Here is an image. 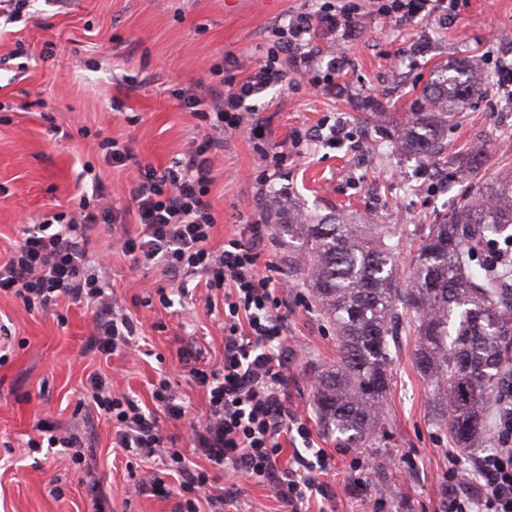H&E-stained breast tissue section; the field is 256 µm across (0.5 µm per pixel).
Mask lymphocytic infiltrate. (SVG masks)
<instances>
[{
	"label": "lymphocytic infiltrate",
	"mask_w": 512,
	"mask_h": 512,
	"mask_svg": "<svg viewBox=\"0 0 512 512\" xmlns=\"http://www.w3.org/2000/svg\"><path fill=\"white\" fill-rule=\"evenodd\" d=\"M316 2L314 10L268 29L264 55L245 79H237L232 69L217 68L213 74L220 92L177 90L182 105L206 122V144L164 170L141 166L130 192L138 229L116 241L125 255L159 266L172 281L201 277L206 287L223 291L224 362L217 371L191 369L206 389L208 405L191 441L215 465L268 482L278 498L295 508L327 496L329 486L319 477L333 469V458L314 447L306 419L290 410L285 398L288 376L280 348L287 334L284 293L289 282L279 276L275 262H258L269 236L267 223L248 224V239H228L222 250L208 247L216 223L207 199L214 181L212 154L223 149L225 136L241 133L271 167H280L286 154L272 149L271 131L248 105L252 96L267 87L291 86L295 74L313 88L335 87L345 74L338 59L342 44L362 11L400 25L431 18L444 7L453 13L460 6V0ZM327 48L335 58L323 67L318 59ZM117 219L105 197L84 196L73 212L28 225L7 261H0V292L46 314L62 299L92 305L93 347L108 353L129 344L133 326L107 295L102 268L91 266L86 255L89 231ZM86 391L98 409L115 419L118 448L146 458H179L158 419L114 393L110 380L91 376ZM285 436L300 439L304 452L282 469L278 461ZM470 463L474 479L466 484L459 475V455L449 453L436 512H512V403L496 409L494 448Z\"/></svg>",
	"instance_id": "f902f5d3"
}]
</instances>
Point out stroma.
Here are the masks:
<instances>
[{
	"label": "stroma",
	"mask_w": 512,
	"mask_h": 512,
	"mask_svg": "<svg viewBox=\"0 0 512 512\" xmlns=\"http://www.w3.org/2000/svg\"><path fill=\"white\" fill-rule=\"evenodd\" d=\"M314 6V0H70L61 8L31 0L19 21L0 29V260L26 225L70 212L80 193L101 187L122 219L99 225L87 250L91 259H107L108 290L137 332L132 345L102 353L90 347L92 309L63 301L56 316H45L0 293V512H180L188 501L198 512H291L267 484L225 472L189 439L207 399L182 358L192 354L220 369L223 291L191 285L174 291L158 268L113 250L112 241L137 229L128 206L138 162L170 166L208 133L174 90L212 81L211 66L229 58L237 79H245L262 58L266 28ZM349 43L340 87L316 90L299 77L294 88L272 87L251 98L274 141L298 130L311 138L262 183L266 163L249 140L225 137L208 194L216 217L211 249L266 217L276 196L315 215L411 225L432 223L475 196L479 181L458 177L441 161L405 155L398 141L408 116L426 111L437 72L457 61L480 70L488 87L461 104L443 130L446 155L488 146L487 179L512 161V149L501 147L512 133V95L497 74L512 68V0H465L455 16L443 12L412 25L364 15ZM338 121L347 135L332 147L322 141V128ZM106 138L130 148L136 164L108 163L100 148ZM161 288L172 306L160 302ZM287 302L288 406L308 418L316 447L336 455L343 446L315 409L317 378L336 362V333L302 279ZM413 349V336L402 334L381 431L356 450L369 466L367 495L345 494L341 477L328 476L334 496L323 501L324 512H370L381 495L390 512H434L454 444L432 422V387L415 369ZM94 374L110 377L115 390L159 417L186 463L206 476L204 491H180L172 461L114 447V421L85 395ZM163 378L185 408L181 418L169 417L153 395ZM71 434L82 441L81 457L57 444ZM149 472L161 481L153 492L143 487Z\"/></svg>",
	"instance_id": "obj_1"
}]
</instances>
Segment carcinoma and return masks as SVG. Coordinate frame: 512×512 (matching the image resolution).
I'll return each instance as SVG.
<instances>
[{
	"label": "carcinoma",
	"instance_id": "carcinoma-1",
	"mask_svg": "<svg viewBox=\"0 0 512 512\" xmlns=\"http://www.w3.org/2000/svg\"><path fill=\"white\" fill-rule=\"evenodd\" d=\"M486 89L466 64L448 66L427 93L439 111L408 117L404 151L438 154L455 100ZM487 162L477 149L453 165L479 179ZM277 213L279 227L297 240L288 265L302 271L336 332V364L318 376L315 395L326 430L356 447L380 428L394 336L405 327L415 336V368L435 387L436 428L460 448L490 442L492 407L512 396V266L487 271L474 260L512 228V168L434 223L412 228L311 216L291 201ZM415 241L405 272L399 257Z\"/></svg>",
	"mask_w": 512,
	"mask_h": 512
}]
</instances>
